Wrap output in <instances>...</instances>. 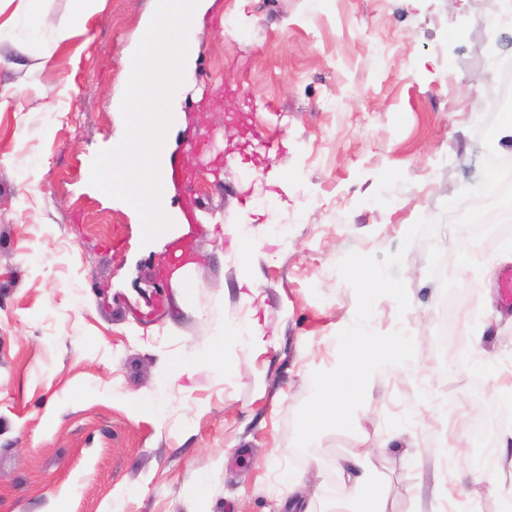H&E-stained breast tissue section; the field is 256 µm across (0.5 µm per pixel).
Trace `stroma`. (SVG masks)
Here are the masks:
<instances>
[{
    "label": "stroma",
    "mask_w": 512,
    "mask_h": 512,
    "mask_svg": "<svg viewBox=\"0 0 512 512\" xmlns=\"http://www.w3.org/2000/svg\"><path fill=\"white\" fill-rule=\"evenodd\" d=\"M42 3L36 18L26 0H0V512H293L283 473L305 498L337 501V461L390 434L372 465L387 512H410L406 450L440 460L451 484L445 425L512 427V399L465 358L481 326L512 369V307L486 277L512 242V207L494 211L489 189L494 158L512 169V140L488 147L500 0H199L165 144L173 225L147 244L136 210L90 175L124 135L121 60L153 0H104L63 41L72 0ZM474 213L496 217L478 239ZM421 217L438 228L404 256L413 306L401 318L379 298L368 326L405 320L424 375L382 372L353 432L298 451L311 375L334 367L355 322L338 263L397 251ZM180 242L193 259L173 280ZM431 243L448 260L434 274ZM252 322L263 346L245 336L225 366L202 360ZM179 359L190 371L168 380Z\"/></svg>",
    "instance_id": "35a3bbf8"
}]
</instances>
